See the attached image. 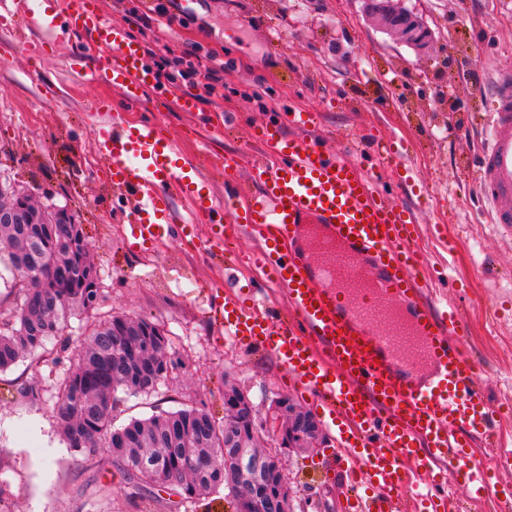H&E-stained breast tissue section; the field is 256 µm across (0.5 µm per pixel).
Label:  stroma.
<instances>
[{"label":"stroma","instance_id":"stroma-1","mask_svg":"<svg viewBox=\"0 0 512 512\" xmlns=\"http://www.w3.org/2000/svg\"><path fill=\"white\" fill-rule=\"evenodd\" d=\"M435 33L434 48L417 54L366 16L359 0H195L183 15L170 0V19L154 49H197L222 67L224 97L196 91L197 113L156 118L186 155H194L193 122L226 118L210 142L205 169L223 190L219 168L238 161V183L254 187L260 146L254 129L289 111L315 112L329 137L327 151L355 143V160L369 173L383 159L367 140L404 142L403 170L378 189L391 204L412 210L424 272L447 275L440 294L470 323L464 352L478 365V382L503 419L499 439L512 448V238L499 235L481 201L475 171L494 104L499 69L512 68V0H407ZM34 29L18 36L0 23V177L26 187L35 200L68 206L79 216L97 265L101 315L145 316L168 330L180 359L166 385L149 396L120 394L115 424L202 401L224 415V384L237 385L265 414L272 397L311 401L290 385L280 364L260 349L241 351L225 336L224 267L200 251L210 235L193 228L195 247L175 237L133 246L123 190L97 154L91 116L101 87L72 68L83 56L76 39L61 40L42 58L27 44L45 39ZM69 360L53 363L36 351L0 374V485L14 512H234L231 498L181 504L171 490L137 492L108 455L87 459L65 448L52 405ZM43 389L38 410L25 408L18 387ZM286 468L295 512H348L345 475L333 442L291 455Z\"/></svg>","mask_w":512,"mask_h":512}]
</instances>
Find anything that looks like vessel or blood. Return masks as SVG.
Wrapping results in <instances>:
<instances>
[{"label":"vessel or blood","mask_w":512,"mask_h":512,"mask_svg":"<svg viewBox=\"0 0 512 512\" xmlns=\"http://www.w3.org/2000/svg\"><path fill=\"white\" fill-rule=\"evenodd\" d=\"M0 12L23 28L56 40L73 35L94 48L89 80L112 91L97 104L104 120L94 137L114 184L130 197L135 243L186 235L169 209L179 194L193 213L207 214L208 250L221 252L222 214L236 208L289 317L272 307L257 316L262 290L234 280L224 292V330L244 348L271 352L337 427L338 459L377 490L372 497L357 490L355 512H390L392 498L405 496L411 512H440L448 502L442 476L410 485L409 458L428 471L450 464L475 495L489 493L468 447L475 439L494 447V408L477 384L476 362L462 353L464 315L421 279L409 212L377 199L372 178L348 152L325 151L316 114L290 112L262 126L258 192L242 197L237 163L228 159L219 198L154 118L171 105L195 111V97L159 84L140 44L112 23L100 0H53L49 7L35 0L22 10L0 0ZM133 107L142 115L131 122ZM487 127L477 159L482 196L495 226L512 235L511 71L495 79Z\"/></svg>","instance_id":"b4317fda"}]
</instances>
